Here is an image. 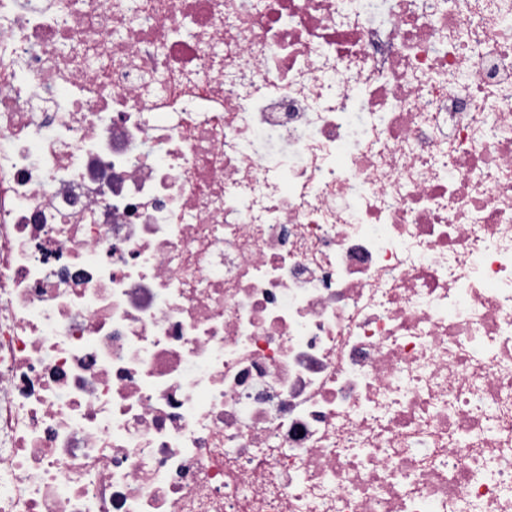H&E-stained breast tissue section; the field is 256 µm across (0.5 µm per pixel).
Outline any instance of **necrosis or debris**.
Wrapping results in <instances>:
<instances>
[{
  "instance_id": "obj_1",
  "label": "necrosis or debris",
  "mask_w": 512,
  "mask_h": 512,
  "mask_svg": "<svg viewBox=\"0 0 512 512\" xmlns=\"http://www.w3.org/2000/svg\"><path fill=\"white\" fill-rule=\"evenodd\" d=\"M0 512H512V0H0Z\"/></svg>"
}]
</instances>
